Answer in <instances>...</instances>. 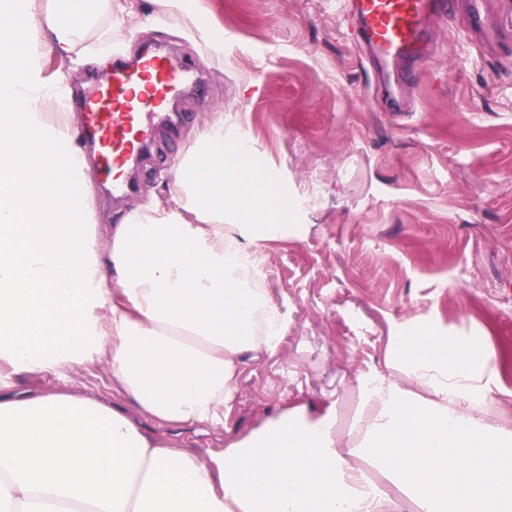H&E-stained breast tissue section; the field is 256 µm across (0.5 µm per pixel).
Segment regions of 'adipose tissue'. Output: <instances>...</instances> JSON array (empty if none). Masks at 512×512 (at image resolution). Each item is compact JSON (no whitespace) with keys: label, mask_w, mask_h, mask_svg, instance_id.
I'll use <instances>...</instances> for the list:
<instances>
[{"label":"adipose tissue","mask_w":512,"mask_h":512,"mask_svg":"<svg viewBox=\"0 0 512 512\" xmlns=\"http://www.w3.org/2000/svg\"><path fill=\"white\" fill-rule=\"evenodd\" d=\"M10 2L1 43L42 30L78 58L106 52L128 13L127 0H48L40 15ZM41 50L0 63V370L62 386L0 395V512H401L403 498L414 512H512L493 356L436 329L391 337L389 372L363 379L346 433L335 409L296 407L205 458L145 434L137 416L223 430L244 368L279 350L288 323L262 254L287 233L288 207L276 172L225 139L219 115L178 159L170 205L138 207L104 240L96 225L54 220L31 170L67 131L42 124L30 140L17 124L40 122L54 97L35 75ZM95 361L131 413L75 391Z\"/></svg>","instance_id":"adipose-tissue-1"}]
</instances>
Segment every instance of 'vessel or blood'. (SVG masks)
Segmentation results:
<instances>
[{
  "instance_id": "obj_1",
  "label": "vessel or blood",
  "mask_w": 512,
  "mask_h": 512,
  "mask_svg": "<svg viewBox=\"0 0 512 512\" xmlns=\"http://www.w3.org/2000/svg\"><path fill=\"white\" fill-rule=\"evenodd\" d=\"M434 8L433 0H352L343 17L369 62L383 67L414 56L426 39ZM194 72L191 62L160 50L145 49L130 59L118 54L109 80L84 94L78 107L80 133L100 179L113 193L134 190L128 169L147 147L151 131L146 116L180 97ZM67 163L65 155L45 146L36 177L48 186L63 221L73 223L82 207L80 190L60 187L52 179Z\"/></svg>"
}]
</instances>
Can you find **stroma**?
Returning <instances> with one entry per match:
<instances>
[{"label": "stroma", "mask_w": 512, "mask_h": 512, "mask_svg": "<svg viewBox=\"0 0 512 512\" xmlns=\"http://www.w3.org/2000/svg\"><path fill=\"white\" fill-rule=\"evenodd\" d=\"M341 0H196V22L160 0H133L113 52L172 48L201 66L204 86L178 99L182 124L133 169L136 192L113 199L91 174L100 226L151 202L167 204L175 163L214 113L224 136L248 139L276 169L297 233L264 248L273 303L288 321L279 351L251 364L224 433L144 428L205 451L244 436L274 413L336 410L346 431L359 382L386 372L389 338L405 323L469 336L499 365L500 423L512 429V0H481L484 27L464 31L468 0L433 18L414 77V109L375 100L374 72L339 25ZM224 33L212 58L209 31ZM111 54L82 63L54 51L39 77L64 81L45 111L80 146L72 102L105 77Z\"/></svg>", "instance_id": "stroma-1"}]
</instances>
